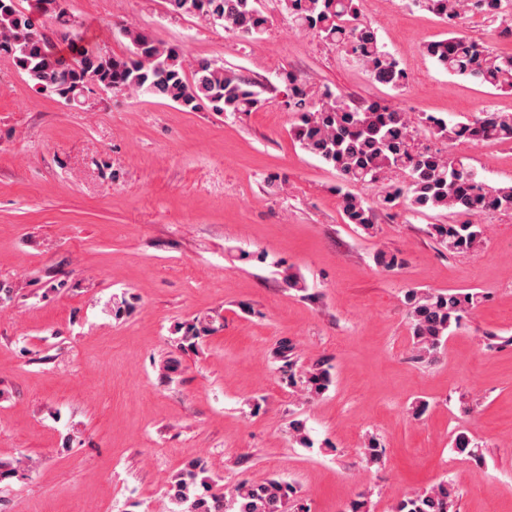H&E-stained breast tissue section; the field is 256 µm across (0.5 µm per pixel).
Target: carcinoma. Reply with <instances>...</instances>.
Returning a JSON list of instances; mask_svg holds the SVG:
<instances>
[{
  "mask_svg": "<svg viewBox=\"0 0 512 512\" xmlns=\"http://www.w3.org/2000/svg\"><path fill=\"white\" fill-rule=\"evenodd\" d=\"M56 35L72 44L74 31L66 0H54ZM282 10L299 26L316 31L321 39L355 56L373 81L393 90L402 88L406 74L398 60L381 43L377 32L360 18L358 0H280ZM448 23L447 35L424 45V52L451 75L472 79L481 86L512 92V54H496L486 44L455 31L456 20L466 8L485 16L512 15V0H411ZM171 10L221 25L233 35L253 40L268 24L261 0H168ZM40 15L23 11L16 0H0V54L12 57L38 92H49L65 101L82 98L93 86L110 90H137L167 99L191 111L250 112L261 103L252 83L235 70L198 59L192 76H186L180 47L157 39L135 24L121 29L133 50L115 56L81 47L73 61L50 53L39 28ZM288 105L299 114L292 128L295 139L310 154L333 167L343 186L338 188L341 208L350 224L374 223L375 208L347 186L377 181L392 169L408 175L402 188L386 190L379 205L391 209L405 199L415 211H446L448 215L512 211V186L493 187L453 153L426 151L412 155L414 140L407 113L371 102L354 103L339 92L325 90L312 101L303 83L292 73L284 76ZM422 123L429 132L452 146L466 139L471 123L451 122L426 114ZM474 124L494 141H512V113L485 110ZM427 234L450 251L468 252L482 239L479 224H430ZM413 338L421 360L433 361L449 336L461 327L486 299L476 289L444 293L409 289L404 294ZM307 382L315 391L326 390L331 373L317 361L307 370ZM452 449L480 464L484 456L478 443L465 432L452 439ZM195 468L184 474L175 499L184 512H287L296 489L279 481L241 486L226 499L208 502L190 495L196 484ZM456 492L441 481L398 501L395 512H455Z\"/></svg>",
  "mask_w": 512,
  "mask_h": 512,
  "instance_id": "carcinoma-1",
  "label": "carcinoma"
}]
</instances>
